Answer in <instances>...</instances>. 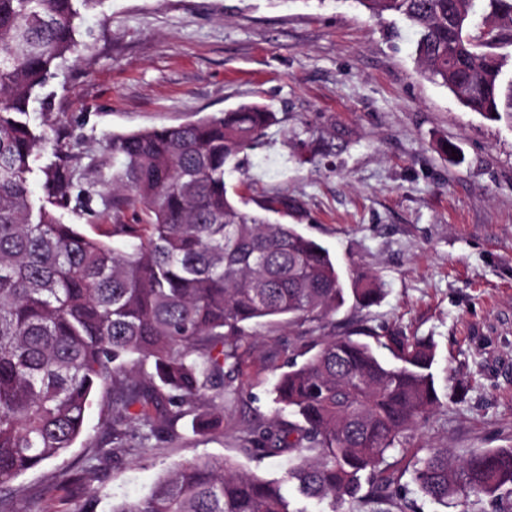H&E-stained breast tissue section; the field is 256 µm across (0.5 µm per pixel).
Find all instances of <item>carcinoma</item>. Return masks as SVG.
Masks as SVG:
<instances>
[{"label": "carcinoma", "mask_w": 512, "mask_h": 512, "mask_svg": "<svg viewBox=\"0 0 512 512\" xmlns=\"http://www.w3.org/2000/svg\"><path fill=\"white\" fill-rule=\"evenodd\" d=\"M78 1L98 2L0 0V489L68 452L98 397L119 447L131 429L144 448L169 438L190 414L193 432L220 430L224 404L241 395L239 340L261 323L312 333L345 302L329 251L270 218L293 207L288 197L266 199L258 213L228 193L226 174L276 120L259 105L109 138L120 166L100 181L112 207L144 215L117 225L138 240L131 250L61 220L63 211L93 212V191L76 181L78 155L62 149L49 115L37 125L29 105L77 50ZM356 2L415 29L423 76L470 111L512 121V80L495 52L512 44V0ZM352 294L369 307L380 288L368 275ZM375 341L324 337L277 376L276 417L247 425L241 450L256 460L291 454L280 477L200 458L170 467L112 512H338L348 501L417 512L388 459L440 406L436 347L403 334ZM207 398L212 409L197 412ZM410 466L436 504L473 496L512 512V446L461 460L426 448ZM39 502L22 510L0 496V512H39Z\"/></svg>", "instance_id": "carcinoma-1"}]
</instances>
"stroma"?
<instances>
[{
  "mask_svg": "<svg viewBox=\"0 0 512 512\" xmlns=\"http://www.w3.org/2000/svg\"><path fill=\"white\" fill-rule=\"evenodd\" d=\"M76 38L77 52L29 110L61 127L66 149L82 157V184L111 172L112 135L269 107L276 123L228 183L253 206L288 196L289 223L329 250L345 283L370 274L383 288L370 307L342 306L325 334L362 327L434 341L441 405L409 447L460 459L512 446V122L469 111L422 77L406 22L373 16L358 0H97L82 10ZM93 208L62 220L108 241L114 225L141 217L114 211L105 187ZM316 339L285 324L243 338L244 395L217 433L193 434L184 418L176 439L145 450L132 437L101 457L107 439L92 404L75 446L16 479L11 494L43 493L44 512H111L171 465L198 458L280 475L287 456L255 461L240 437L273 417L276 375Z\"/></svg>",
  "mask_w": 512,
  "mask_h": 512,
  "instance_id": "obj_1",
  "label": "stroma"
}]
</instances>
